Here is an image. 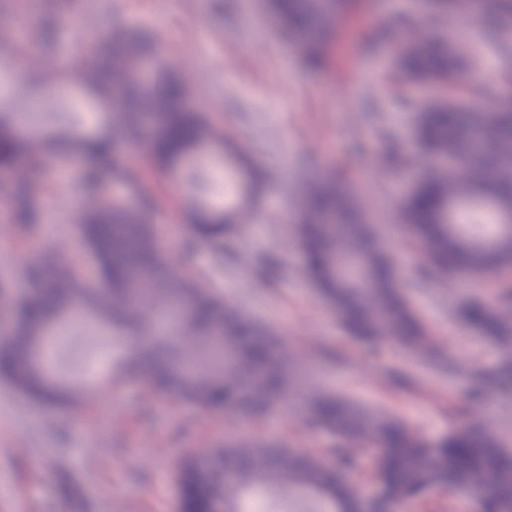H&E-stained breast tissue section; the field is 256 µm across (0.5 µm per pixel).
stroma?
I'll return each mask as SVG.
<instances>
[{
    "mask_svg": "<svg viewBox=\"0 0 512 512\" xmlns=\"http://www.w3.org/2000/svg\"><path fill=\"white\" fill-rule=\"evenodd\" d=\"M413 13L411 27L401 17ZM25 20L26 44L5 49L13 87L8 102L48 98L51 87L33 84L28 72H53L59 63L82 69L90 58L86 32L114 27L147 29L159 37L163 62L184 78L196 103L207 113L226 144L249 152L269 174L259 217L239 242L242 261L235 269L213 247L199 243L184 250L176 227L183 197L166 175L149 173L157 202L154 230L173 265L192 267L205 287L221 293L249 316L274 325L290 363L314 370L324 385L361 405L392 411L412 432L431 442L473 424L512 440V348L488 340L455 314L459 299L476 296L494 303L499 289L512 286V269L467 286L457 281L417 288L416 255L396 226V210L411 187L410 176L378 160L383 137L413 147V105L435 94L433 85L398 82L386 48L359 57L356 44L374 25L405 42L435 34L461 47L465 63L457 71V94L479 101L477 92L497 77L496 100L481 101L493 111L512 99V54L484 42L478 15L464 13L435 26L413 0H352L347 12L332 17L335 38L331 63L308 70L295 47L280 40L261 0H94L78 22H63L60 54L44 56L38 40L39 16L15 7L0 34L14 39L16 20ZM64 112H48L40 127L52 138L75 139L108 128L110 116L82 108V85L70 88ZM377 105L375 121L364 117L366 101ZM82 160L66 159L44 176L42 206L48 223L40 237L47 265L67 264L93 280L92 256L77 234L83 208ZM343 180L371 223L377 224L396 256L407 285L405 293L432 340L431 349L412 354L400 347L369 348L354 337L303 273L305 253L283 229L296 214L298 185L323 173ZM31 243L7 213L0 211V271L12 274L16 291L28 288L21 275ZM276 254L288 267L285 279L260 282L255 262ZM341 360L321 362L324 348ZM481 379H473L471 368ZM412 381L392 385V374ZM287 436L298 451L326 452L334 438L309 428L299 409L289 407L271 423L206 410L188 402H165L139 380L125 378L111 388L87 394L66 409L33 401L0 379V512H185L181 471L192 456L241 435Z\"/></svg>",
    "mask_w": 512,
    "mask_h": 512,
    "instance_id": "1",
    "label": "stroma"
}]
</instances>
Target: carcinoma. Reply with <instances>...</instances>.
<instances>
[{
    "instance_id": "obj_1",
    "label": "carcinoma",
    "mask_w": 512,
    "mask_h": 512,
    "mask_svg": "<svg viewBox=\"0 0 512 512\" xmlns=\"http://www.w3.org/2000/svg\"><path fill=\"white\" fill-rule=\"evenodd\" d=\"M42 16L41 51L54 52L56 17L82 11L86 0H31ZM348 0H268L281 39L299 48L306 64L321 70L329 63L330 19ZM466 8L483 20L489 45L512 52L502 32L512 29V0H468ZM390 45L397 78L435 81L452 89L462 66L458 47L432 38L390 43L385 29L364 40L365 54ZM86 46L92 58L88 73L72 75L62 68L57 86L81 82L87 95L112 112L113 129L76 141H39L28 133L31 123L18 113L0 109V136L8 147L0 167L14 158L28 168L22 179L0 177V199L9 203L10 219L35 236L45 220L42 207L44 170L76 154L86 161L81 190L86 205L78 231L100 267V282L87 284L66 265L44 267L31 257L22 268L28 292L13 294L8 277H0V318L9 330L0 338V376L33 400L49 407L75 397L57 368V336L77 319L88 330L110 322L117 336H134L138 349L119 363L122 376L134 374L155 394L204 409L234 412L248 420H264L288 401H302L308 426L332 434L338 447L332 462L298 453L278 437H240L190 461L182 473L186 512H241L261 492L275 501L291 491L292 508L306 512L324 504L331 512H409L429 491L446 490L469 500L474 512H512V444L496 433L457 432L433 444L409 437L399 415L363 407L319 386L309 387L296 375L277 331L202 285L198 276L172 266L152 227L155 203L143 178L124 167L123 152L145 154L151 167L166 175L185 173L190 208L184 240L223 245L228 263L237 262L233 242L251 216L249 204L265 188L267 175L224 150V141L188 96L181 76L146 61L156 55L153 36L117 29L91 33ZM418 154L403 152L387 141L381 158L391 170L408 171L435 157L462 160L470 174L456 179L427 167L402 201L398 220L414 248L430 266L418 282L457 273L483 276L512 264V235L497 227L479 230L466 223L485 202L512 219V106L496 111L459 102L451 95L415 115ZM229 172L238 203L224 208L204 205L198 197L213 182L209 167ZM127 185L142 197L145 214L121 200L100 202L103 177ZM294 231L306 256L304 272L336 311L347 329L365 342L386 343L424 352L428 348L419 321L401 292L393 256L378 242L374 225L347 188L331 174L301 183L299 217ZM260 276L276 281L286 275L280 259L257 264ZM458 316L503 342L512 338V289L490 308L465 297ZM368 449L376 465L382 498L366 500L345 480L356 466L351 446Z\"/></svg>"
}]
</instances>
